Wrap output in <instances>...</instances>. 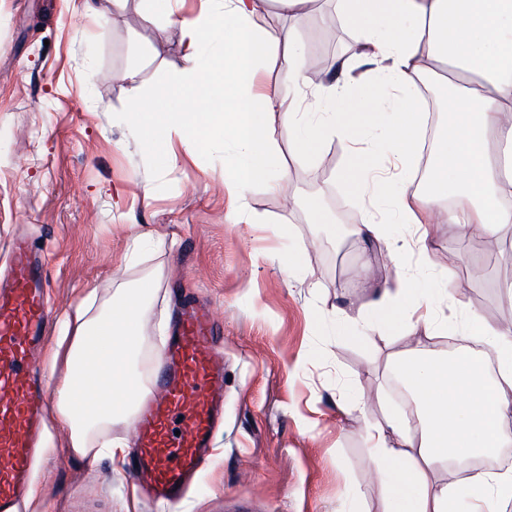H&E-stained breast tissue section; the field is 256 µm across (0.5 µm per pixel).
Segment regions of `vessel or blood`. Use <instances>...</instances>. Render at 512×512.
<instances>
[{
  "label": "vessel or blood",
  "mask_w": 512,
  "mask_h": 512,
  "mask_svg": "<svg viewBox=\"0 0 512 512\" xmlns=\"http://www.w3.org/2000/svg\"><path fill=\"white\" fill-rule=\"evenodd\" d=\"M14 275L0 289V512H20L31 485L47 393L30 354L46 334L44 267L34 246L11 242ZM210 311L191 309L155 359L150 399L135 426L134 473L155 500L176 505L205 464L224 418V355Z\"/></svg>",
  "instance_id": "b4317fda"
}]
</instances>
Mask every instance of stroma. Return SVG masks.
Returning a JSON list of instances; mask_svg holds the SVG:
<instances>
[{"instance_id": "obj_1", "label": "stroma", "mask_w": 512, "mask_h": 512, "mask_svg": "<svg viewBox=\"0 0 512 512\" xmlns=\"http://www.w3.org/2000/svg\"><path fill=\"white\" fill-rule=\"evenodd\" d=\"M82 4L0 0V275L14 235L41 249L51 330L37 361L49 378L66 370L63 323L90 291L103 297L152 281L143 314L151 356L184 297L209 306L224 349V422L195 490L172 507L142 499L128 465L72 456L65 428L51 421L25 512H383L367 430L402 411L394 365L407 329L384 319L374 293L395 287L401 271L413 301L462 286L466 310L436 305L445 326L427 345L441 356L452 340L478 351L486 342L463 332L467 310L512 325V246L452 238L442 224L427 267L410 225H387L382 239L362 242L356 230L372 197L339 176L347 143L301 155L284 125L272 181L248 196V222L227 223L234 202L224 176L235 147L212 137L199 151L177 148L172 164L128 120L133 96L193 74L180 18L200 0H184L172 16L149 0L97 15ZM296 37L306 62L320 61L329 78L356 35L332 0H319ZM134 65L133 91L121 75ZM286 195L293 210L278 206ZM134 224L150 238L133 258ZM320 234L328 247L315 257L308 243ZM365 264L374 270L367 282Z\"/></svg>"}]
</instances>
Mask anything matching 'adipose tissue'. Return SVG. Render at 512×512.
Listing matches in <instances>:
<instances>
[{"mask_svg":"<svg viewBox=\"0 0 512 512\" xmlns=\"http://www.w3.org/2000/svg\"><path fill=\"white\" fill-rule=\"evenodd\" d=\"M265 3L205 0L198 14L181 18L182 46L199 59L200 74L164 85L150 99L134 98L131 117L147 147L163 150L176 138L194 149L201 134L220 129L237 149L225 185L241 202L268 177L278 113L294 132L297 153L319 154L334 137L354 144L340 176L363 190L368 168L359 143L382 141L380 156L414 162L421 87L440 63L448 68V124L435 143L431 189L417 191L407 173L386 194L402 223L421 228L424 253L439 224L455 226L461 236L499 238L512 230V0H337V16L357 34L359 51L355 60L339 61L335 81L316 86L322 114L315 122L306 113L283 111L277 88H256L267 61L290 84H312L294 35L279 39L265 30ZM358 62L389 88L387 98H352L349 75ZM151 293L143 283L114 300L88 298L75 310L66 371L54 389L57 415L77 456L126 451L109 433L113 424L136 420L148 391L131 364L145 352L142 311ZM467 325L486 336L491 356L459 350L448 360L412 339L400 373L415 418L391 415L368 431L374 458L387 465L384 512H495L496 501L512 498L511 468H470L446 483L431 472L436 458L456 449L480 457L512 442V328L476 312ZM92 380L111 387V403L83 404Z\"/></svg>","mask_w":512,"mask_h":512,"instance_id":"ef3b65f1","label":"adipose tissue"}]
</instances>
